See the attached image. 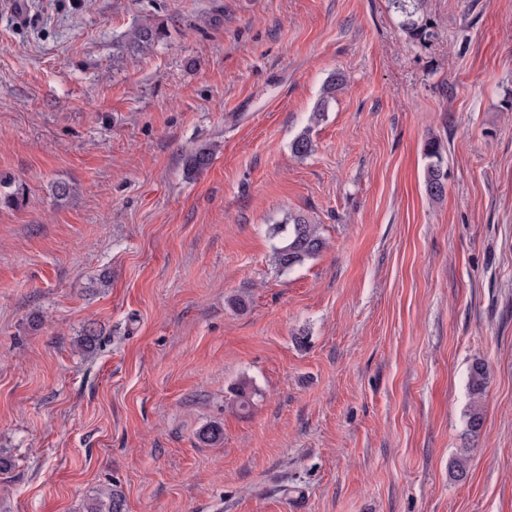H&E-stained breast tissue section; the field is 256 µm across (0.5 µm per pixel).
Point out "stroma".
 <instances>
[{
	"mask_svg": "<svg viewBox=\"0 0 512 512\" xmlns=\"http://www.w3.org/2000/svg\"><path fill=\"white\" fill-rule=\"evenodd\" d=\"M414 21L391 0H0V512L102 489L124 512H512V0ZM294 215L328 246L281 273L269 227ZM343 78L341 76H336V74L330 76L329 80L326 82L322 96L316 103L313 112L310 116V122L314 125L318 124L325 117V112L328 110L330 99L333 98V94L336 92V88L343 84ZM425 158L428 160L424 169V182L428 195L440 199L444 193L442 171L443 156L440 147L436 143L429 142L425 149ZM488 368L480 360L474 361L469 370L470 400L465 411L467 435L477 436L484 425L482 396L488 380Z\"/></svg>",
	"mask_w": 512,
	"mask_h": 512,
	"instance_id": "stroma-1",
	"label": "stroma"
}]
</instances>
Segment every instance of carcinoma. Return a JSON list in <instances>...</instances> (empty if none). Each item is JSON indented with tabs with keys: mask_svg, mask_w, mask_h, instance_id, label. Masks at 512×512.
Returning <instances> with one entry per match:
<instances>
[{
	"mask_svg": "<svg viewBox=\"0 0 512 512\" xmlns=\"http://www.w3.org/2000/svg\"><path fill=\"white\" fill-rule=\"evenodd\" d=\"M157 35V29L147 24L137 26L132 32L133 42L141 46L152 44ZM342 84L341 76H330L323 88L322 96L311 113V123L316 125L323 120L332 95ZM310 131L311 128H305L291 143V150L295 155L303 157L312 152L313 141ZM211 158L212 152L207 148L190 151L186 160L187 173H197L207 168ZM425 158L427 159L424 169L426 192L430 197L439 199L444 193L443 156L440 147L435 143H428L425 149ZM271 237L274 240L272 246L274 263L282 273L290 272L317 258L326 246L319 225L311 224L301 216L291 218L286 224L275 225L272 228ZM488 375V368L484 362L476 360L471 364L469 370L470 400L465 411L467 435L469 436L478 435L484 425L481 400ZM122 509L123 499L116 490L97 492L85 506V512H122Z\"/></svg>",
	"mask_w": 512,
	"mask_h": 512,
	"instance_id": "obj_1",
	"label": "carcinoma"
}]
</instances>
